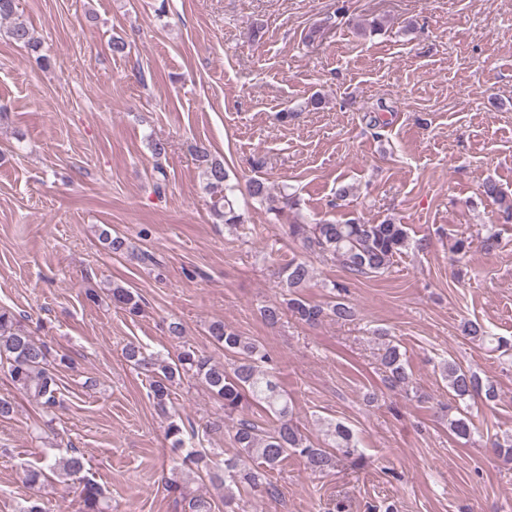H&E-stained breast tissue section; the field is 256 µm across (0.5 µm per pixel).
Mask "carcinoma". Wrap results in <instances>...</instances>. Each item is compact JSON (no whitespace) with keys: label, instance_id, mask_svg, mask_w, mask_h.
Masks as SVG:
<instances>
[{"label":"carcinoma","instance_id":"obj_1","mask_svg":"<svg viewBox=\"0 0 512 512\" xmlns=\"http://www.w3.org/2000/svg\"><path fill=\"white\" fill-rule=\"evenodd\" d=\"M8 36L34 53L40 50L34 28L24 21L14 22ZM196 152L205 166L206 190L213 198L215 216L230 227L245 223L244 214L237 205L238 184L231 182L224 161L212 156L204 146L197 147ZM483 194L499 205L506 218H512V199L497 183L485 182ZM248 195L255 201L270 203L269 210L278 217L297 205L288 194L281 196L280 203H275L270 188L261 180L249 183ZM288 236L301 241L313 253L336 258L351 273L366 276L388 272L395 257L405 249L422 251L427 247L426 240L411 239L405 225L391 220L378 224L356 220L343 223L320 221L315 224L295 221L288 225ZM100 237L114 255H124L131 249L124 236L104 230ZM309 278L310 268L305 262L290 261L282 267L280 284L288 289V298L265 306L262 309L264 321L274 325L287 312L308 324L318 323L329 314L338 320H350L355 316V308L343 297L347 289L344 284H333L338 297L328 307L309 303L300 293ZM112 302L131 316L142 311L139 296L129 288H112ZM208 334L215 345L224 349V355L230 357V368L213 363L208 356L189 347L168 360H158L145 355L139 345L131 342L126 346L124 355L130 364L150 373V397L163 413L172 404L175 379L188 375L197 379L222 403L224 414L228 416L242 413L247 405H258L276 418V424L269 428H260L245 418L236 421L233 440L239 448V455L224 459V478L220 479L224 484V507L230 506L235 487L246 486L255 492H268L271 473L290 455L300 457L314 474L332 470L339 457L354 465L363 462L353 431L343 423L325 422L328 443L324 445L312 441L294 424L292 400L276 382L275 361L259 343L240 335L222 321L211 323ZM2 361L8 364V374L14 387L27 394L44 411L53 412L61 407L59 373L61 368L72 364L71 359L65 354L50 358L47 346L35 339L8 309H0ZM382 364L392 386L410 385L411 373L399 345L385 344ZM442 374L448 380L454 397L459 400L477 396L492 402L498 397L495 380L490 377L483 379L455 361L444 363ZM457 412L458 416L448 419V427L457 437L468 440L475 431V425L463 409L459 408ZM84 466V456L74 448L68 457L58 461L47 460L43 467L27 470L24 479L33 488L60 471L75 475ZM101 496L102 491L96 483L85 482L81 490L84 512H106Z\"/></svg>","mask_w":512,"mask_h":512}]
</instances>
